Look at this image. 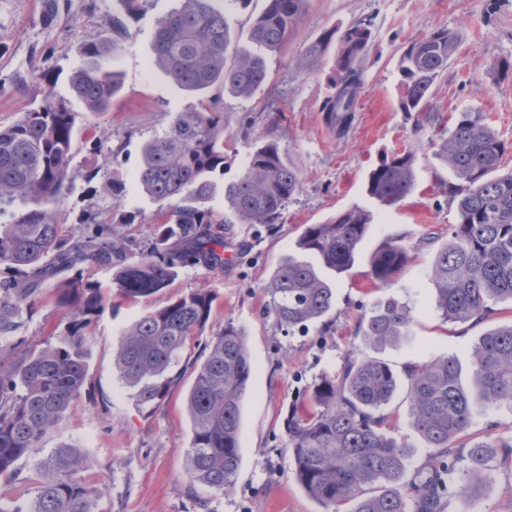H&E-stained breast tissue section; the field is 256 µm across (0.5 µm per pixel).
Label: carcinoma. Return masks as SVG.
Instances as JSON below:
<instances>
[{"label": "carcinoma", "instance_id": "carcinoma-1", "mask_svg": "<svg viewBox=\"0 0 512 512\" xmlns=\"http://www.w3.org/2000/svg\"><path fill=\"white\" fill-rule=\"evenodd\" d=\"M148 0H120L123 13L106 33L88 40L83 61L69 76L70 91L88 112L109 111L121 89L108 60L122 52L131 25L146 13ZM180 6L156 22L154 64L184 89L204 93L219 84L242 99L251 98L269 78L265 56L238 47L218 0H179ZM308 0H267L251 25L250 43L278 52L288 44ZM341 51L330 77L332 95L323 112L325 126L345 136L355 119L362 88V61L369 47V24L325 32L305 47L301 65L319 61L332 41ZM459 33L435 29L413 39L399 65L403 95L400 109L417 114V125H436L440 114L430 98L436 79L448 68ZM76 114L48 91L41 104L14 123L0 127V338L23 326V311L39 299L42 284L69 274L56 304L74 315L70 336L56 344L22 350L8 368H0V479L16 477V463L41 450L43 438L61 420L87 381L82 329L101 309L99 289L83 279L87 265L113 270V284L128 300L166 288L183 268H224V225L279 223L288 203L302 189L277 140L271 139L247 159L244 172L223 185L224 122L207 109L181 112L169 129L146 141L136 175L140 190L159 203L157 234L139 253L123 231L124 219L95 223L80 235L65 233L56 209L76 178L71 168ZM512 149L484 112H456L440 132L436 156L453 173L448 196L456 223L448 233L426 238L435 245L427 276L435 309L445 321L486 323L496 305H512V172L496 176L503 155ZM417 148L391 154L371 171L367 191L385 206L407 197L416 184ZM223 189L225 211L205 202ZM374 224V214L359 206L345 209L323 224H308L296 246L311 263L292 257L274 270L266 287L269 311L290 330L317 324L330 312L333 288L322 274L349 271ZM406 247L385 240L372 254V278L388 287L406 264ZM216 298L199 287L134 321L123 332L115 355L121 379L134 389L137 405L154 409L166 397L178 362L190 340L206 328ZM413 317L393 298L361 321V342L373 348L410 338ZM186 397L192 437L186 472L194 483L217 492L232 491L240 468L242 403L254 371L243 333L232 323L212 337ZM474 390L461 382L451 356L411 364L404 369L406 398L415 428L434 461L416 478L400 482L409 444L392 433L386 411L397 388L391 366L348 351L340 366L315 383L311 393L288 413L286 432L296 480L329 509L355 503L350 512H444L451 495L467 502L484 479L488 458L498 449L512 459V436L496 440L470 437L477 409L512 403V323L487 329L473 346ZM465 457L469 465L455 481L450 475ZM35 499L26 506L0 501V512H94L100 490L79 476L86 459L75 449H52Z\"/></svg>", "mask_w": 512, "mask_h": 512}]
</instances>
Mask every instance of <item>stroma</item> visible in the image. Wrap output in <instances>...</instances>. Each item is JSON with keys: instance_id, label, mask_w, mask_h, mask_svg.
<instances>
[{"instance_id": "stroma-1", "label": "stroma", "mask_w": 512, "mask_h": 512, "mask_svg": "<svg viewBox=\"0 0 512 512\" xmlns=\"http://www.w3.org/2000/svg\"><path fill=\"white\" fill-rule=\"evenodd\" d=\"M177 4L149 0L130 46L113 62L122 88L109 112L94 116L70 98L67 78L82 62V43L108 30L120 13L119 0H65L50 23L42 18V0H0V126L19 119L49 89L77 114L72 161L77 177L59 206V223L76 234L88 224L122 216L134 243L147 247L158 204L135 185L141 146L167 130L178 113L204 105L224 116L225 180L240 176L248 156L273 138L299 171L302 191L274 229L229 225L224 239L230 259L223 269H183L148 299L118 297L110 269L85 270V281L99 289L103 305L83 331L88 390L45 437L43 448H75L87 457L82 476L101 490L96 512H324L295 479L285 419L291 405L359 344L363 317L390 296L410 307L409 340L366 351L395 372L446 355L457 359L462 372L470 370V353L484 328L442 320L426 275L432 252L422 244L428 233L445 234L456 220L455 205L441 190L453 175L435 156L437 129H415L413 117L400 109L398 64L418 35L440 27L457 30L459 44L434 87V105L445 116L463 109L491 113L498 132L512 140V80H496L489 70L492 61L512 58V0H308L294 38L269 61L268 82L248 100L218 86L196 95L153 66L155 22ZM360 20L370 21L373 42L363 59L364 87L353 126L339 139L322 121L338 43L313 67L300 68L298 59L325 30ZM411 145L417 148L416 187L396 205L382 207L366 191L368 175L386 156ZM107 182L115 193L104 194ZM354 205L378 220L357 263L337 277L324 324L285 330L268 312L265 286L271 273L286 257L298 256L296 242L306 225L324 223ZM389 238L401 241L409 260L383 288L370 277L369 259ZM204 283L216 292L211 319L172 368L175 381L167 398L153 411H142L114 366L121 335L135 320ZM62 285L59 277L44 282L45 297L21 332L27 345L47 338L56 343L70 334V311L54 303ZM228 322L242 328L255 370L243 401L240 469L233 490L224 495L186 473L192 423L185 397L205 359L206 341ZM389 410L396 437L411 446L404 473L409 479L431 451L412 424L405 391L396 392ZM445 512H512V465L491 462L489 477L472 500L449 499Z\"/></svg>"}]
</instances>
